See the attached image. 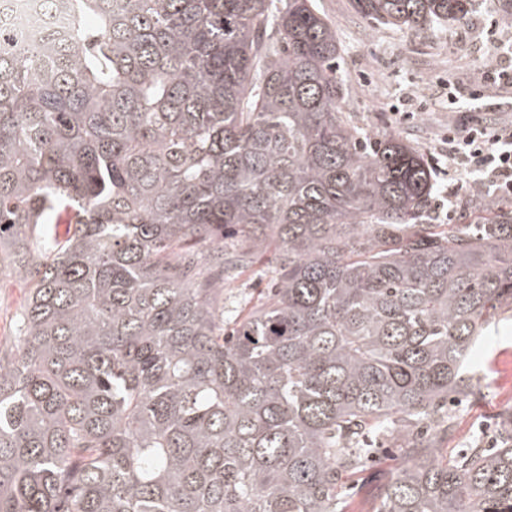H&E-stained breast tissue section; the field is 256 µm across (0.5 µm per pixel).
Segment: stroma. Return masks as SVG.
Listing matches in <instances>:
<instances>
[{"label":"stroma","mask_w":512,"mask_h":512,"mask_svg":"<svg viewBox=\"0 0 512 512\" xmlns=\"http://www.w3.org/2000/svg\"><path fill=\"white\" fill-rule=\"evenodd\" d=\"M318 11L335 25L347 86L345 110L376 133H395L428 160L446 163L448 127L480 116L496 124L512 123V87L502 88L496 109H448V95L469 88L476 71L497 54L495 35L512 36V0H483L465 23L420 32L371 23L351 0H315ZM497 34H489L490 18ZM271 265L260 259L225 290V301L257 304L271 282ZM28 294L25 281L0 275V347L14 348L16 329ZM474 369L481 388L468 403L455 407L456 432L449 456L474 441L494 444L501 422L512 415V311L492 325L476 350ZM394 449H386L364 472L353 476L347 512H375L377 486L395 467Z\"/></svg>","instance_id":"obj_1"}]
</instances>
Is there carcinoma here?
Returning a JSON list of instances; mask_svg holds the SVG:
<instances>
[{"label": "carcinoma", "instance_id": "carcinoma-1", "mask_svg": "<svg viewBox=\"0 0 512 512\" xmlns=\"http://www.w3.org/2000/svg\"><path fill=\"white\" fill-rule=\"evenodd\" d=\"M474 2L353 5L412 30ZM69 17L0 37V272L30 288L0 349V512H344L373 432L399 463L377 512H512V431L441 448L512 309V205L433 223L428 159L346 114L313 0ZM270 246L271 288L224 326Z\"/></svg>", "mask_w": 512, "mask_h": 512}]
</instances>
